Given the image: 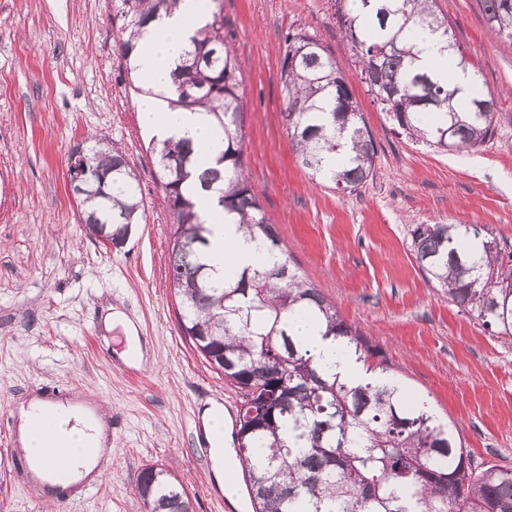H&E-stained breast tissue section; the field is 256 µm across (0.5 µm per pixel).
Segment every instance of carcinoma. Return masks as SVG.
Instances as JSON below:
<instances>
[{"label":"carcinoma","mask_w":512,"mask_h":512,"mask_svg":"<svg viewBox=\"0 0 512 512\" xmlns=\"http://www.w3.org/2000/svg\"><path fill=\"white\" fill-rule=\"evenodd\" d=\"M179 0H112L120 23L119 56L136 67V32ZM210 0L205 26L178 66L177 94L168 108L203 109L219 135L213 165L200 168L188 140L153 148L171 223V288L180 327L196 350L242 396L236 453L255 512H512V468L479 466L459 433L438 419L427 400L411 403L380 348L348 325L310 281L293 268L274 225L267 223L245 170L244 93L239 63L227 42L224 12ZM491 31L512 38V0H476ZM340 29L353 45L361 76L393 124L407 137L442 151L483 145L491 135L494 95L473 84L466 118L451 105L457 88L416 65L412 29H429L455 51L448 21L435 0H336ZM284 119L292 146L312 179L336 189H358L372 175L376 144L343 75L318 40L303 32L284 38L281 66ZM350 138L342 170L324 169V154ZM82 181L71 184L89 234L120 245L145 214L125 154L116 145L84 141ZM124 186L123 197L112 186ZM212 190L217 206L238 218L251 242L275 257L267 268L243 270L225 287L204 253L209 224L196 210L197 188ZM457 224H414L415 259L448 300L497 335L512 339V253L489 245L487 261L470 264ZM302 315L325 337L354 353L382 384L351 385L330 374L289 332ZM137 495L147 512H192L181 485L155 466L142 469Z\"/></svg>","instance_id":"cac0c4a2"}]
</instances>
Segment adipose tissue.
I'll return each instance as SVG.
<instances>
[{"label":"adipose tissue","mask_w":512,"mask_h":512,"mask_svg":"<svg viewBox=\"0 0 512 512\" xmlns=\"http://www.w3.org/2000/svg\"><path fill=\"white\" fill-rule=\"evenodd\" d=\"M208 12L209 0H179L172 13L156 18L142 31L139 41L143 51L137 58V65L150 87L175 93L173 74L189 48L191 36L205 25ZM444 44L440 34L421 33L418 64L436 79L448 80L457 86L453 104L463 111L471 97L472 78L454 66L453 55L445 50ZM137 112L142 126L157 140L191 141L198 165H212L216 145L212 125L203 111L163 112L154 97L145 96L138 101ZM197 208L212 226L211 245L205 259L225 283H234L244 269L263 268L272 263L271 254L256 248L232 218L218 211L213 193H199ZM290 326L304 348L331 372L357 383L366 381L362 364L348 349L332 339L318 336L302 320H291ZM45 413L59 416L57 431L69 445L65 460L46 461L42 454V438L31 429L32 418ZM17 416L18 442L29 463L30 473L50 495H57L63 488L72 489L101 479L103 464L112 455V442L109 425L96 407L81 399L50 400L38 394L20 403ZM200 418L204 436L212 447L213 477L223 481L225 468L237 463L235 453L224 445V408L219 402H209L202 409Z\"/></svg>","instance_id":"1"}]
</instances>
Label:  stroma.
<instances>
[{
  "label": "stroma",
  "instance_id": "obj_1",
  "mask_svg": "<svg viewBox=\"0 0 512 512\" xmlns=\"http://www.w3.org/2000/svg\"><path fill=\"white\" fill-rule=\"evenodd\" d=\"M478 83L497 100L482 146L443 153L399 134L373 102L334 0H224L246 96L245 166L288 258L342 318L369 334L407 390L427 394L475 462L512 468V340L436 291L419 269L414 224H476L512 251V39L491 36L475 0H437ZM319 40L359 102L377 145L357 191L311 182L283 118L287 33ZM110 0H0V512H144L143 468L176 476L195 512L227 498L196 442L208 401L238 391L185 336L169 284L171 225L139 93L116 50ZM119 144L146 221L123 245L91 237L67 175L76 142ZM119 304L146 344L122 361L101 314ZM34 392L82 393L111 415L112 462L94 491L46 502L16 451L15 405Z\"/></svg>",
  "mask_w": 512,
  "mask_h": 512
}]
</instances>
